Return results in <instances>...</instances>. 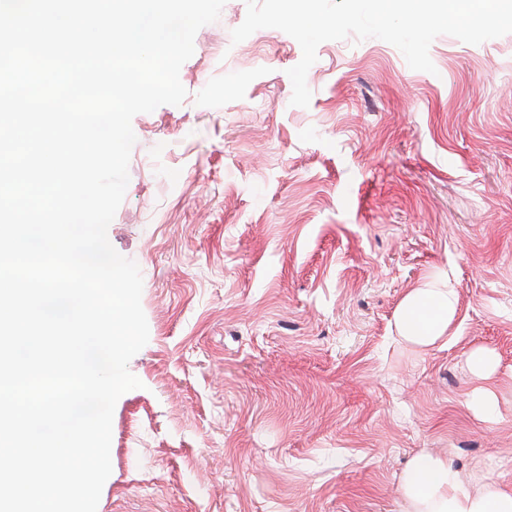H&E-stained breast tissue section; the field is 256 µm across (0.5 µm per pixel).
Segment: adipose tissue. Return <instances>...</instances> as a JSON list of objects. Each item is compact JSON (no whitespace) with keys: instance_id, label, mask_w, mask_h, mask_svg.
<instances>
[{"instance_id":"adipose-tissue-1","label":"adipose tissue","mask_w":512,"mask_h":512,"mask_svg":"<svg viewBox=\"0 0 512 512\" xmlns=\"http://www.w3.org/2000/svg\"><path fill=\"white\" fill-rule=\"evenodd\" d=\"M456 307L454 289L415 288L404 299L396 322L405 341L425 348L446 335ZM401 492L419 512H512V491L492 482L470 492L440 456L416 457L405 473Z\"/></svg>"}]
</instances>
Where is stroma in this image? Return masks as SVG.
I'll return each mask as SVG.
<instances>
[{
	"label": "stroma",
	"mask_w": 512,
	"mask_h": 512,
	"mask_svg": "<svg viewBox=\"0 0 512 512\" xmlns=\"http://www.w3.org/2000/svg\"><path fill=\"white\" fill-rule=\"evenodd\" d=\"M246 11L197 32L182 105L132 120L107 236L140 268L149 340L97 512H408L420 454L512 490V33L438 36L432 74L376 38L323 42L302 108L299 44L232 43ZM426 283L457 309L420 349L396 315Z\"/></svg>",
	"instance_id": "obj_1"
}]
</instances>
